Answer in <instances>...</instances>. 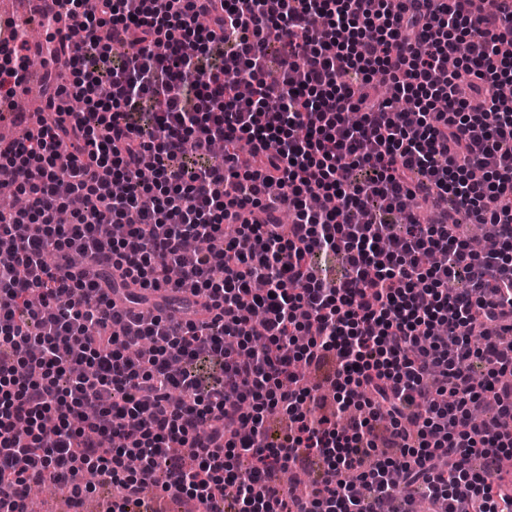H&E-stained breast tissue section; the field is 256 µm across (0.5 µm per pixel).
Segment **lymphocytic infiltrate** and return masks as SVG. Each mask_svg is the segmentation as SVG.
<instances>
[{
    "label": "lymphocytic infiltrate",
    "mask_w": 512,
    "mask_h": 512,
    "mask_svg": "<svg viewBox=\"0 0 512 512\" xmlns=\"http://www.w3.org/2000/svg\"><path fill=\"white\" fill-rule=\"evenodd\" d=\"M415 2L35 5L61 69L37 132L0 142V191L27 200L0 211V512L96 480L109 512H152L146 473L205 512H512V0ZM31 53L0 23V122ZM461 212L497 251L460 238ZM318 252L346 275H315ZM331 357L329 418L295 368ZM313 455L322 479L291 493Z\"/></svg>",
    "instance_id": "obj_1"
}]
</instances>
